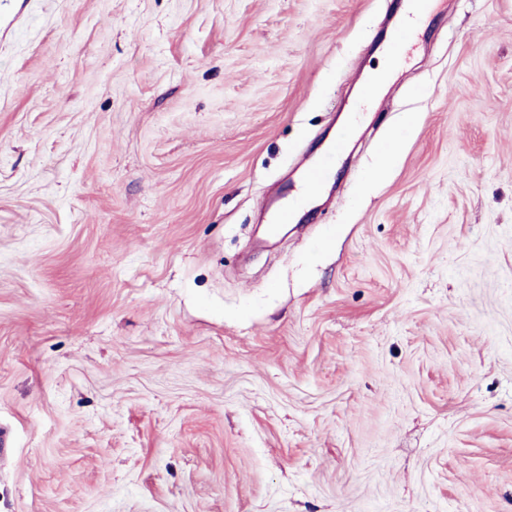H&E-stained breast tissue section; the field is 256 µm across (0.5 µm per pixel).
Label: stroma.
<instances>
[{
  "label": "stroma",
  "instance_id": "35a3bbf8",
  "mask_svg": "<svg viewBox=\"0 0 512 512\" xmlns=\"http://www.w3.org/2000/svg\"><path fill=\"white\" fill-rule=\"evenodd\" d=\"M400 3L0 0V512H512V0L263 209ZM347 148V133L343 132L316 153L303 168L298 188L288 194V200L273 211L271 223L293 224L298 213L322 193L336 167L337 159Z\"/></svg>",
  "mask_w": 512,
  "mask_h": 512
}]
</instances>
